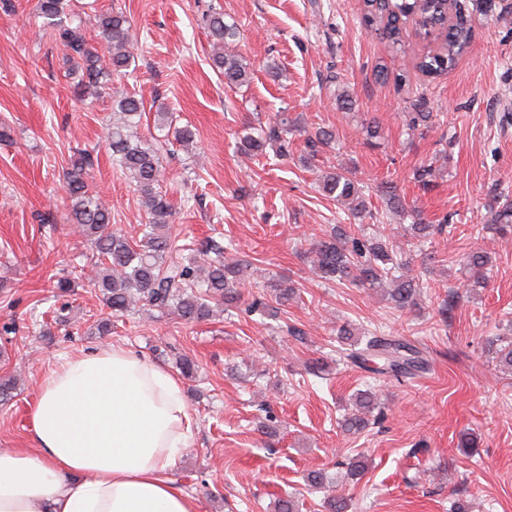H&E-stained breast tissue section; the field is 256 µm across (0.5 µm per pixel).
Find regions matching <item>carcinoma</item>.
<instances>
[{
    "label": "carcinoma",
    "instance_id": "carcinoma-1",
    "mask_svg": "<svg viewBox=\"0 0 512 512\" xmlns=\"http://www.w3.org/2000/svg\"><path fill=\"white\" fill-rule=\"evenodd\" d=\"M470 7L497 24L504 21L503 12L497 10V0H469L467 4L450 0L448 5L444 0H388L386 3L366 0L362 22L396 50L405 45L409 33H414L423 44L415 68L423 76L435 79L448 73L470 47L472 32L467 19ZM36 8L50 36L62 46L65 62L79 73L75 84L79 96L97 95L110 88L112 82L124 77L135 65L132 23L123 11L112 9L96 15L99 41L95 42L87 38L81 26L64 19L65 0H37ZM207 25L212 39V61L224 75V84L234 88L248 85L251 73L244 57L237 52L238 25L225 22L224 13L217 11L208 16ZM142 112L143 102L136 96L117 94L108 132L112 164L133 179L146 209L147 223L141 237L129 238L112 230L111 214L89 187L92 166L89 154L83 152L73 160L65 176L71 220L92 244L89 282L98 289L108 309L107 316L97 326L104 334L112 329V319L127 315L138 305L171 312L186 321L206 320L213 314V305L222 303L229 307L235 303L245 282L243 264L224 259V247L216 242L205 246L198 256L186 258L177 253L170 224L173 205L167 194L159 190L162 144L138 132ZM295 127L296 122L283 112L279 122L268 131L244 135L240 153L252 159L266 154V149L271 147L277 154L286 156L290 145L288 134ZM334 140L332 130L318 129L305 141L308 159H316L320 149ZM319 188L351 218L360 221L375 218L363 188L349 172H322ZM380 193L390 210L407 213L396 187L383 184ZM489 213V228L501 235L512 230V201L503 202ZM443 231L444 225L427 224L420 218L409 228L410 236L418 240ZM310 254L314 273L322 281L383 288L396 310L418 305L423 294L419 277L401 272L409 267L410 258L387 236L356 237L337 224L327 237L312 244ZM463 264L472 273L467 287H485L484 269L489 257L484 253H468L463 257ZM272 288L280 305L297 295L294 284L286 281L279 280ZM337 339L346 344L341 353L347 360L362 367L373 363V372L378 375L412 377L428 365L421 352L402 336H361L353 327L343 325L337 330ZM489 351L499 367L512 371V341L495 339L489 342ZM377 407L373 388L358 390L353 397L354 411L344 418L343 429L349 433L362 431Z\"/></svg>",
    "mask_w": 512,
    "mask_h": 512
}]
</instances>
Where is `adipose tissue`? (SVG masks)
<instances>
[{
	"instance_id": "1",
	"label": "adipose tissue",
	"mask_w": 512,
	"mask_h": 512,
	"mask_svg": "<svg viewBox=\"0 0 512 512\" xmlns=\"http://www.w3.org/2000/svg\"><path fill=\"white\" fill-rule=\"evenodd\" d=\"M195 419L169 371L114 345L42 379L32 450H0V512H196L169 476Z\"/></svg>"
}]
</instances>
